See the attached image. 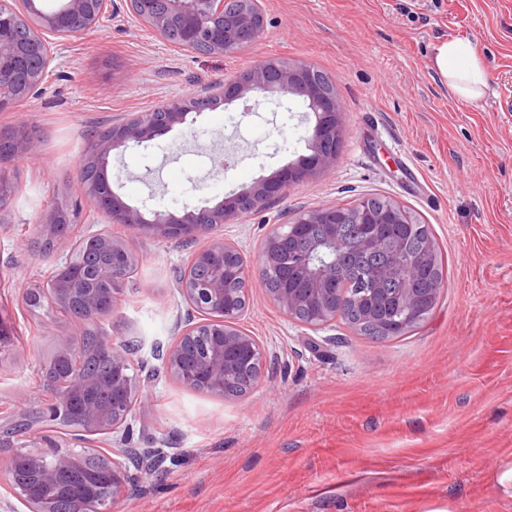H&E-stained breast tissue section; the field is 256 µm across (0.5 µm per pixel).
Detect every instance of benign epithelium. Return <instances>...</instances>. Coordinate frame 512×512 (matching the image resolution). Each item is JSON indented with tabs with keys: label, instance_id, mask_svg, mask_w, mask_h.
I'll use <instances>...</instances> for the list:
<instances>
[{
	"label": "benign epithelium",
	"instance_id": "7a95c632",
	"mask_svg": "<svg viewBox=\"0 0 512 512\" xmlns=\"http://www.w3.org/2000/svg\"><path fill=\"white\" fill-rule=\"evenodd\" d=\"M107 2L63 0L62 10L47 12L41 7L42 0H24L21 9L15 6V0H0V111L43 89L46 75L61 57V49L54 39L76 37L99 26L106 17ZM226 2L128 0L130 11L154 31L164 36L174 28L179 33L181 47L209 55H222L231 47L252 42L262 27L257 0H237L238 8L230 12L224 10ZM256 98L278 105L288 98L305 102L312 122L307 136L310 154L289 161L270 176L255 181L248 190L212 206L185 205L175 212L149 209L127 204L112 190L109 166L114 154L129 147H145L176 128L194 124L196 117L211 109L215 102H247ZM340 112L336 94L328 92L314 78L313 68L271 59L256 64L232 81L215 86L204 97L183 95L167 101L153 114L132 116L112 126L93 141L92 152L82 159V165L92 164L98 172L97 180L84 184L85 193L112 223L125 224L137 231L147 229L162 239L207 240L190 254L187 262V271L203 274L202 282L192 286L185 277L179 287L183 300L200 315V321L188 324L180 341L164 357L167 371L185 387L222 394L228 371L262 361L257 341L237 327L242 311L225 288L230 274L244 280L248 277L242 253L235 243L214 236L213 231L229 218L244 213L245 206L254 209L282 196L290 184L333 167L336 151L327 149L326 144L342 139ZM0 134L9 143V152L0 154L1 168L38 150L37 136L23 122L1 130ZM407 219L404 207L395 201L381 212L359 209L355 223L367 225L366 243L375 244L378 225L405 224ZM347 220L348 214L339 206L301 209L292 222L274 226L261 241L262 267L273 268L278 265L281 247L288 238L302 235L309 224L329 226L323 237L297 254L301 273L308 281L305 297L299 298L288 289L268 291L273 303L290 317L295 316L303 302L316 309L320 322L311 326L315 331L343 315L345 304L338 305L329 296L335 291L336 275L326 256L336 251V225ZM83 244L108 255L111 263L100 266L87 277L75 272L74 256ZM53 247L59 259L46 283L47 299L64 307L68 300L79 297L81 303L69 309V313L89 324L97 323L112 311L128 277L140 263V256L130 242L101 231L75 237L55 235ZM205 330L214 341L204 347L197 367L186 371L182 368V341L200 336ZM106 343L114 369L110 381L85 374L80 351L69 341H60L57 358L65 362V370L52 386L51 399L43 412L54 415L62 405L79 397L84 400L88 430L106 427L119 432L131 413L137 389L127 374L131 359L126 346L114 344L110 339ZM43 442L41 438L32 443L21 460L36 471L40 486L53 489L68 470L79 464L80 454L73 450L62 452L54 446L47 450ZM131 480L130 457L123 450L115 452L112 471L107 477L95 474L86 477L85 488L89 494L78 500L77 512H93V493L99 486L108 488L110 497L116 498Z\"/></svg>",
	"mask_w": 512,
	"mask_h": 512
}]
</instances>
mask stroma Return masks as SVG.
I'll return each mask as SVG.
<instances>
[{"instance_id": "35a3bbf8", "label": "stroma", "mask_w": 512, "mask_h": 512, "mask_svg": "<svg viewBox=\"0 0 512 512\" xmlns=\"http://www.w3.org/2000/svg\"><path fill=\"white\" fill-rule=\"evenodd\" d=\"M255 41L224 55L184 50L145 27L125 0L71 38L44 91L0 111L25 122L37 154L17 159L0 210V416L43 405L41 372L59 339L85 322L28 292L56 263L39 219L79 203L78 229L128 240L140 265L102 325L137 342L130 448L173 453L141 473L109 512H512V0H261ZM480 54L488 90L457 101L432 65L450 37ZM278 59L333 80L341 105L336 164L216 229L238 243L249 279L239 327L265 357L239 398L150 377L156 345L199 316L176 279L196 245L113 224L84 193L80 159L96 131L168 100L202 95ZM306 107L237 100L148 146L115 154L114 189L133 206L177 211L249 188L306 154ZM399 202L429 225L448 265L438 301L414 331L375 341L343 321L313 332L280 311L260 276L259 243L301 209L366 196Z\"/></svg>"}]
</instances>
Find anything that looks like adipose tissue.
Here are the masks:
<instances>
[{
    "instance_id": "adipose-tissue-1",
    "label": "adipose tissue",
    "mask_w": 512,
    "mask_h": 512,
    "mask_svg": "<svg viewBox=\"0 0 512 512\" xmlns=\"http://www.w3.org/2000/svg\"><path fill=\"white\" fill-rule=\"evenodd\" d=\"M435 71L460 101L476 103L488 88V78L476 49L458 38H448L435 49Z\"/></svg>"
}]
</instances>
